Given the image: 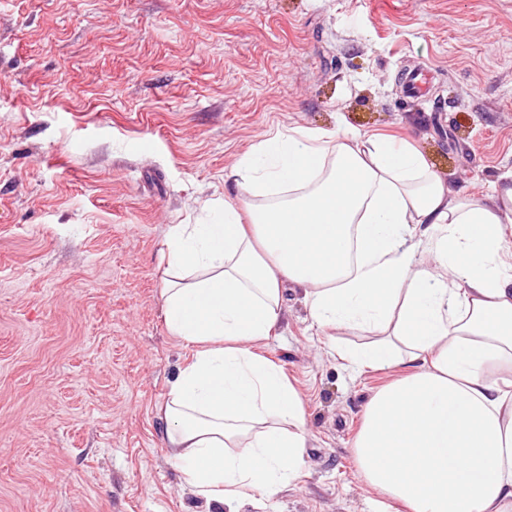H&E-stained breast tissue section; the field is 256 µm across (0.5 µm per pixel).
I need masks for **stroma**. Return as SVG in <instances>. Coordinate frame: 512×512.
I'll return each mask as SVG.
<instances>
[{
  "label": "stroma",
  "mask_w": 512,
  "mask_h": 512,
  "mask_svg": "<svg viewBox=\"0 0 512 512\" xmlns=\"http://www.w3.org/2000/svg\"><path fill=\"white\" fill-rule=\"evenodd\" d=\"M431 68L428 96L400 88ZM403 135L454 192L512 171V0H0V512H378L358 374L283 290L261 351L300 390L301 477L218 503L164 446L191 351L161 317L170 225L240 199L268 133Z\"/></svg>",
  "instance_id": "1"
}]
</instances>
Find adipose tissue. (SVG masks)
<instances>
[{"instance_id":"adipose-tissue-1","label":"adipose tissue","mask_w":512,"mask_h":512,"mask_svg":"<svg viewBox=\"0 0 512 512\" xmlns=\"http://www.w3.org/2000/svg\"><path fill=\"white\" fill-rule=\"evenodd\" d=\"M248 194L207 224L171 225L162 315L193 350L161 408L164 443L220 501L297 479L305 409L255 350L285 284L311 325L367 334L355 370L407 365L365 407L360 474L404 512H512V173L450 196L410 141L290 127L231 173Z\"/></svg>"}]
</instances>
